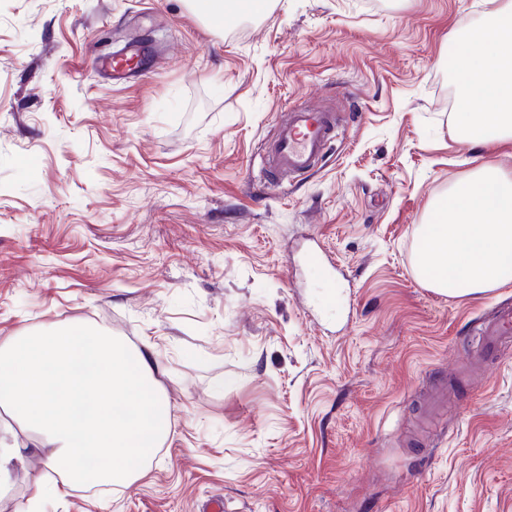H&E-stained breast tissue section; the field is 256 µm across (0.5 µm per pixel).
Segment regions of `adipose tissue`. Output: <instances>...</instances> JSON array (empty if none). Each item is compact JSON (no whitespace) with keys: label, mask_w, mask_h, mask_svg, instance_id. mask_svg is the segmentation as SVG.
Masks as SVG:
<instances>
[{"label":"adipose tissue","mask_w":512,"mask_h":512,"mask_svg":"<svg viewBox=\"0 0 512 512\" xmlns=\"http://www.w3.org/2000/svg\"><path fill=\"white\" fill-rule=\"evenodd\" d=\"M458 124L482 145L512 140V0L468 30L461 47ZM151 353L99 327L20 333L0 342V491L39 457L23 512L83 484L139 478L169 433L171 405L154 382Z\"/></svg>","instance_id":"1"}]
</instances>
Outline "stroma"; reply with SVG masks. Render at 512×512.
Instances as JSON below:
<instances>
[{
  "label": "stroma",
  "instance_id": "obj_1",
  "mask_svg": "<svg viewBox=\"0 0 512 512\" xmlns=\"http://www.w3.org/2000/svg\"><path fill=\"white\" fill-rule=\"evenodd\" d=\"M488 9L270 0L218 31L186 0H0V340L107 328L151 346L172 407L139 479L45 512H512V342L469 362L512 277L451 297L415 266L438 198L486 159L512 172V142L462 140L448 102ZM144 33L156 71L97 73ZM302 103L339 134L270 190L265 143ZM451 369L457 404L414 436Z\"/></svg>",
  "mask_w": 512,
  "mask_h": 512
}]
</instances>
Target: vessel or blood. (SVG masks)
I'll return each instance as SVG.
<instances>
[{"mask_svg": "<svg viewBox=\"0 0 512 512\" xmlns=\"http://www.w3.org/2000/svg\"><path fill=\"white\" fill-rule=\"evenodd\" d=\"M151 53L146 45L132 44L104 57L97 69L102 76L121 82L135 78L146 70ZM335 112L316 104L293 109L268 145L260 173L273 187L284 179L297 178L315 170L332 140L338 134ZM482 338L472 356L486 360L491 351L512 340V305L500 307L494 320L486 322Z\"/></svg>", "mask_w": 512, "mask_h": 512, "instance_id": "1", "label": "vessel or blood"}]
</instances>
